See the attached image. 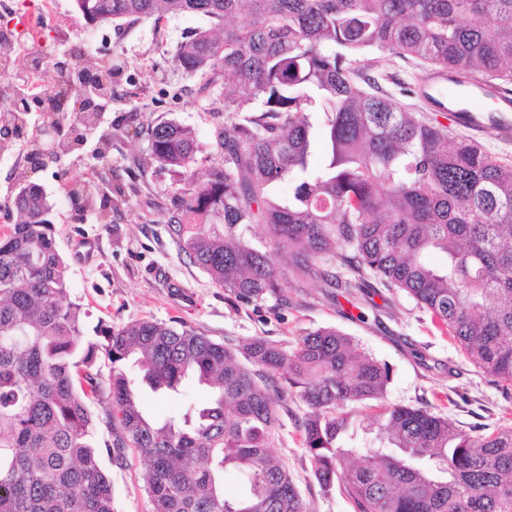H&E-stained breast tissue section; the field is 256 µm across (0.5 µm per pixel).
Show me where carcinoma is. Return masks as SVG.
<instances>
[{
  "instance_id": "obj_1",
  "label": "carcinoma",
  "mask_w": 512,
  "mask_h": 512,
  "mask_svg": "<svg viewBox=\"0 0 512 512\" xmlns=\"http://www.w3.org/2000/svg\"><path fill=\"white\" fill-rule=\"evenodd\" d=\"M88 22L200 13L238 25L199 30L175 54L205 84L224 80V167L187 189L172 216L191 262L241 299L283 288L286 252L306 270L339 260L344 287L373 277L412 298L468 358L512 385V167L469 138L405 110L364 74L374 49L412 57L495 89L512 83V0H74ZM84 71L112 90V61ZM25 99L3 107L7 122ZM151 158L194 180V132L148 128ZM319 152L321 164L310 157ZM288 199L269 197L283 180ZM24 217L0 235V512H112L107 452L147 460L152 512H305L288 469L270 455L278 407L297 394L318 482L343 472L354 512H512V425L468 433L444 414L386 400L390 367L345 333L322 327L288 352L261 337L234 349L191 329L138 321L83 331L68 298L41 188H20ZM266 224L264 251L237 237ZM440 253L444 261L427 260ZM112 368L103 380L99 354ZM132 359L155 391L188 378L212 400L181 420L145 416L122 368ZM246 360L251 371L241 364ZM107 402L106 431L90 410ZM374 403L378 445L354 439L358 408ZM234 467L245 492L227 499Z\"/></svg>"
}]
</instances>
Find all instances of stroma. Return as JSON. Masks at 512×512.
Masks as SVG:
<instances>
[{
	"label": "stroma",
	"mask_w": 512,
	"mask_h": 512,
	"mask_svg": "<svg viewBox=\"0 0 512 512\" xmlns=\"http://www.w3.org/2000/svg\"><path fill=\"white\" fill-rule=\"evenodd\" d=\"M55 2L57 13L39 49L45 67L65 54L78 63L112 59L117 66L112 98L96 114V126L80 148L59 152L38 169H31L29 154L50 113L33 108L22 116L20 137L0 140V226L19 222L13 200L23 182L39 184L50 204L46 218L54 227L56 246L69 266L68 296L85 311L87 336L149 320L184 326L224 345L261 336L290 352L307 332L333 327L389 365L388 401L430 408L468 431L489 433L512 424V386L476 368L430 313L400 291L371 279L351 293L340 286L346 276L341 264L322 263L309 272L283 256L277 262L285 281L282 291L245 301L190 263L170 223L187 184L175 170L150 160L147 129L164 120L193 129L197 181L223 166L224 85L206 84L174 59L177 47L197 30L211 29L220 36L223 27L196 13L89 25L75 12L73 0ZM374 56L389 74L381 83L385 93L447 127L449 135L467 136L457 113L437 112L430 104L434 98L447 101V85L429 87L425 98L404 95V84L417 83L428 65L381 50ZM474 106L486 125L478 142L500 163L512 165V140L497 136L500 115L494 100L478 99ZM83 188L93 203L80 209L70 193ZM125 371L143 413L159 421L181 416L210 397L192 379L175 393L152 391L131 360ZM306 410L298 395L288 396L272 453L287 466L310 512H353L342 479L326 488L314 475L298 428ZM101 466L112 481L113 512H151L141 452L129 447L102 455Z\"/></svg>",
	"instance_id": "35a3bbf8"
}]
</instances>
